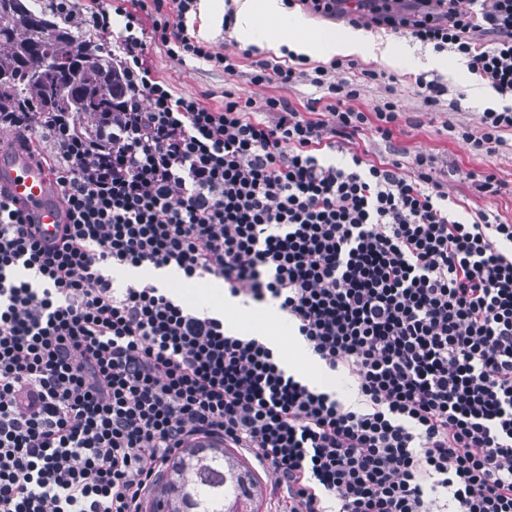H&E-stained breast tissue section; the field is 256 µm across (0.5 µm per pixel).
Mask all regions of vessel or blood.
<instances>
[{"label":"vessel or blood","instance_id":"obj_1","mask_svg":"<svg viewBox=\"0 0 512 512\" xmlns=\"http://www.w3.org/2000/svg\"><path fill=\"white\" fill-rule=\"evenodd\" d=\"M0 191L39 225L44 238L55 237L66 221L54 175L9 134L0 136Z\"/></svg>","mask_w":512,"mask_h":512}]
</instances>
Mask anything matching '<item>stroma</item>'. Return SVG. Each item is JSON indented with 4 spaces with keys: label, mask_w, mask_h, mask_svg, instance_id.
<instances>
[{
    "label": "stroma",
    "mask_w": 512,
    "mask_h": 512,
    "mask_svg": "<svg viewBox=\"0 0 512 512\" xmlns=\"http://www.w3.org/2000/svg\"><path fill=\"white\" fill-rule=\"evenodd\" d=\"M188 31L196 39L205 40L214 51H235L240 55L239 66L234 76L209 63L193 57L175 60L169 57L162 44L149 47V56L158 76L165 79L178 95H193L206 105L218 107L225 93L231 92L253 101L254 111H261L265 98H282L298 112H306L311 99L321 97L320 89L307 82H299L284 88L271 84L258 88L250 83L255 63L261 59L275 60L273 52L255 48L254 45L238 41L229 32L215 38H205L199 19H187ZM369 36L382 37L391 47L398 63L383 66L366 55H356L360 68L382 70L391 76L390 87L374 82H362L359 107L372 108L393 93L402 109L401 130L391 139L380 138L374 128H366L358 139L361 149L367 150L374 159H397L403 166H410L416 153H428L436 158L448 179V191L454 200L453 208L460 217L467 218L479 210H488L512 221V132L503 135L504 143L492 156L486 157L472 152L470 146L455 137L456 128L465 127L473 135L481 133V116L485 109H499L507 101L488 84L473 74L465 58L453 52L435 51L432 45L400 37L384 27H372ZM436 80L445 88L439 105L427 106L416 95L414 81L418 76ZM492 168L500 185L494 195L477 193L470 180L464 179L467 171L479 172Z\"/></svg>",
    "instance_id": "35a3bbf8"
}]
</instances>
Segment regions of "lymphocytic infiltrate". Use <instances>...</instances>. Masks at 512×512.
<instances>
[{"mask_svg":"<svg viewBox=\"0 0 512 512\" xmlns=\"http://www.w3.org/2000/svg\"><path fill=\"white\" fill-rule=\"evenodd\" d=\"M141 0L139 13L97 6L91 18L121 78L119 108L96 137L63 115L1 112L39 129L67 221L38 234L0 193V512H147L180 448L215 439L245 452L286 490L283 512H512V223L464 219L432 156L410 172L373 160L365 126L391 138L397 101L356 107L354 61L312 71L256 62L254 86L309 81L325 118L267 98L207 107L173 94L149 62L152 40L234 75L236 53L188 32L194 0ZM125 17L122 30L112 15ZM353 27L387 25L465 57L512 98V0H416L396 17L355 0ZM492 155L512 106L486 109ZM348 153L345 169L321 163ZM169 267L222 279L231 296L274 299L323 367L345 371L358 402L303 384L264 341L229 333L165 289L111 271Z\"/></svg>","mask_w":512,"mask_h":512,"instance_id":"obj_1","label":"lymphocytic infiltrate"}]
</instances>
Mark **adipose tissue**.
Returning <instances> with one entry per match:
<instances>
[{
	"label": "adipose tissue",
	"instance_id": "ef3b65f1",
	"mask_svg": "<svg viewBox=\"0 0 512 512\" xmlns=\"http://www.w3.org/2000/svg\"><path fill=\"white\" fill-rule=\"evenodd\" d=\"M233 35L242 42L280 52L287 48L311 59L353 55L361 50L381 63L394 64L387 44L367 40L359 31L312 29L309 18L288 11L283 0H234Z\"/></svg>",
	"mask_w": 512,
	"mask_h": 512
}]
</instances>
